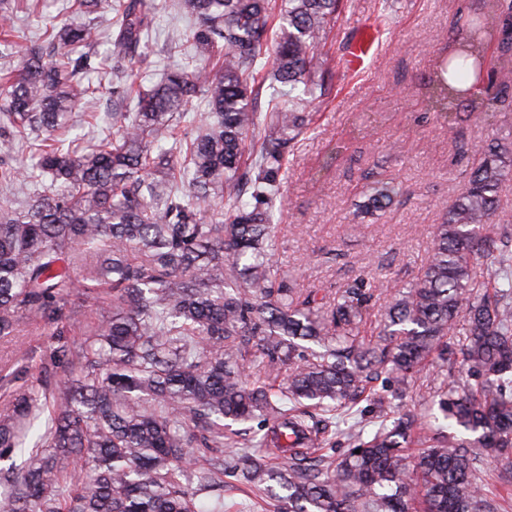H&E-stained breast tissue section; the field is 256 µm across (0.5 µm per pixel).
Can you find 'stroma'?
<instances>
[{
  "label": "stroma",
  "instance_id": "stroma-1",
  "mask_svg": "<svg viewBox=\"0 0 512 512\" xmlns=\"http://www.w3.org/2000/svg\"><path fill=\"white\" fill-rule=\"evenodd\" d=\"M480 0H347L335 27L319 41L317 64L330 81L314 107V128L289 155L288 176L276 205L273 259L303 288L334 297L356 277L387 278L406 286L430 254L433 230L454 199L465 175L457 153L495 134L512 132V101L479 115L454 118L430 111L425 83L452 46L459 9L476 10ZM60 0H44L41 14H17L10 23L21 32L20 46L35 42L46 24L71 22ZM155 63L134 73L135 81H159L163 66L187 70L192 55H167L163 45L176 25L188 19L168 13L157 18ZM112 92L101 89L74 109V136L96 141L112 126ZM337 158L330 168L322 159ZM374 172L399 183V202L361 215L365 176ZM54 325L26 317L17 341H0V357L23 344L40 361L54 344Z\"/></svg>",
  "mask_w": 512,
  "mask_h": 512
}]
</instances>
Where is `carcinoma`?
<instances>
[{
  "instance_id": "cac0c4a2",
  "label": "carcinoma",
  "mask_w": 512,
  "mask_h": 512,
  "mask_svg": "<svg viewBox=\"0 0 512 512\" xmlns=\"http://www.w3.org/2000/svg\"><path fill=\"white\" fill-rule=\"evenodd\" d=\"M40 2L0 0V16ZM69 2L80 21L45 29L18 67L0 70V189L27 177L15 153L28 131L47 134L36 168L50 181L0 206V338L19 335L26 314L66 322L77 295L110 308L78 343L59 330L37 369L0 366V512H198L208 492L209 512H224L226 476L272 500L273 512H498L476 476L495 463L512 482L509 138L470 147L476 162L410 287L357 278L319 299L274 265L272 207L324 90L314 49L342 0H176L195 20L204 64L169 68L152 87L120 79L149 58L155 3ZM456 31L433 72L431 109L484 112L508 97L498 74L512 73V0H482ZM103 41L132 111L112 113L115 133L100 144L65 147L57 136L95 93L83 74L103 70ZM491 43L500 55L488 66ZM265 55L275 94L263 112L251 79ZM300 85L304 96L291 97ZM200 104L203 124L177 136ZM400 194L378 180L360 208L380 211ZM217 200L226 213L212 211ZM385 294L377 339L360 336L372 298ZM435 357L464 369L434 387L432 404L469 436L438 429L410 459L421 421L386 424L391 400L378 397L371 436L352 431L341 457L306 468L328 415L351 409L382 375L406 386ZM254 367L287 373L286 385L270 392L251 379ZM256 419L262 434L232 436V425Z\"/></svg>"
}]
</instances>
